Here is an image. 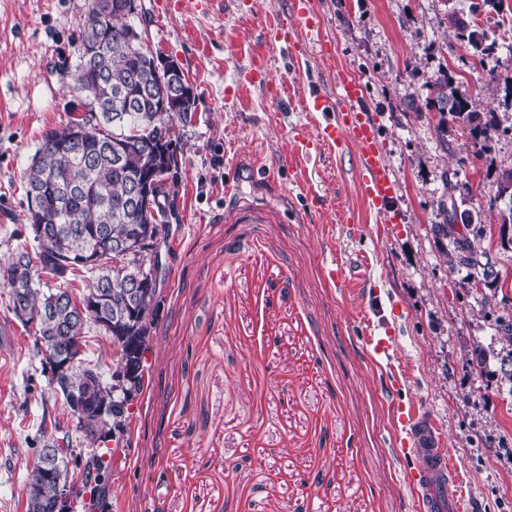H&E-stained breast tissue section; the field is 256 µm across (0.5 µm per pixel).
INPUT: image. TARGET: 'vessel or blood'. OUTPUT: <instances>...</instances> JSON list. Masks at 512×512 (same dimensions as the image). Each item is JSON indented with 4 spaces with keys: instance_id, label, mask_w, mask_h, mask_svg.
<instances>
[{
    "instance_id": "1",
    "label": "vessel or blood",
    "mask_w": 512,
    "mask_h": 512,
    "mask_svg": "<svg viewBox=\"0 0 512 512\" xmlns=\"http://www.w3.org/2000/svg\"><path fill=\"white\" fill-rule=\"evenodd\" d=\"M286 6L287 18L275 27L274 35L299 57L303 50L296 30L313 24V10L310 0H286ZM327 66L336 77V87L310 94L308 110L324 113L325 119L317 141L306 142L305 148L352 147L361 175L360 194L370 208L382 210L395 194L396 181L378 148V129L364 105L365 88L335 59H328ZM396 413L405 427L398 445L412 461L407 476L412 512H461L462 477L434 417L406 406L397 407Z\"/></svg>"
}]
</instances>
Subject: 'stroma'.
Returning a JSON list of instances; mask_svg holds the SVG:
<instances>
[{"label":"stroma","instance_id":"1","mask_svg":"<svg viewBox=\"0 0 512 512\" xmlns=\"http://www.w3.org/2000/svg\"><path fill=\"white\" fill-rule=\"evenodd\" d=\"M321 22L302 64L270 35L285 0H136L145 47L173 59L192 84L195 117L178 127L168 179L174 216L161 245L153 342L118 441L90 449L43 373L34 330L8 309L14 340L0 348V512H25L41 448L102 455L108 512H408L395 445L400 402L434 416L454 443L469 512H512V397L496 361L477 371L495 321L512 316V247L482 239L503 290L449 269L438 203L494 228L508 202L496 177L512 168V0H311ZM87 0H0V272L32 249L24 172L49 129L68 122L73 95L56 65L71 56ZM497 21L503 51L477 56L448 27L449 11ZM334 43L365 87V105L396 178L389 212L358 192L351 151L305 154L322 115L306 111L333 79ZM266 72L256 83L253 69ZM500 126L476 153L468 130L426 101L440 72ZM458 173L464 191L450 192ZM388 212V213H389ZM364 260L363 294L334 285L332 261ZM388 336V355L371 337ZM118 348L83 327L84 362L110 377Z\"/></svg>","mask_w":512,"mask_h":512}]
</instances>
